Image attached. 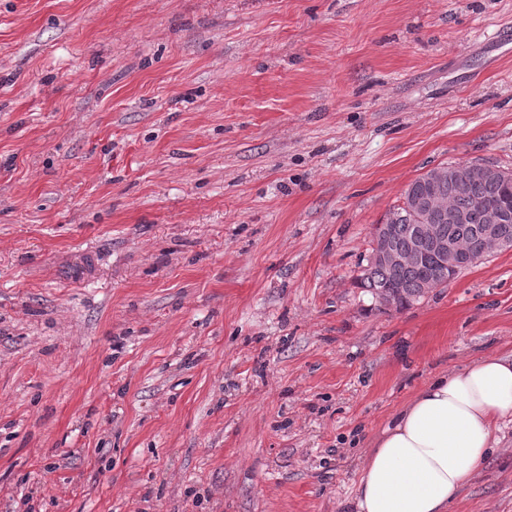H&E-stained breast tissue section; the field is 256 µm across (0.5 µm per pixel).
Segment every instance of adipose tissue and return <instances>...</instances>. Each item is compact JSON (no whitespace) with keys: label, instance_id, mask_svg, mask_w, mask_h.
Returning <instances> with one entry per match:
<instances>
[{"label":"adipose tissue","instance_id":"ef3b65f1","mask_svg":"<svg viewBox=\"0 0 512 512\" xmlns=\"http://www.w3.org/2000/svg\"><path fill=\"white\" fill-rule=\"evenodd\" d=\"M512 418V353L440 374L382 429L362 464L356 512H448Z\"/></svg>","mask_w":512,"mask_h":512}]
</instances>
